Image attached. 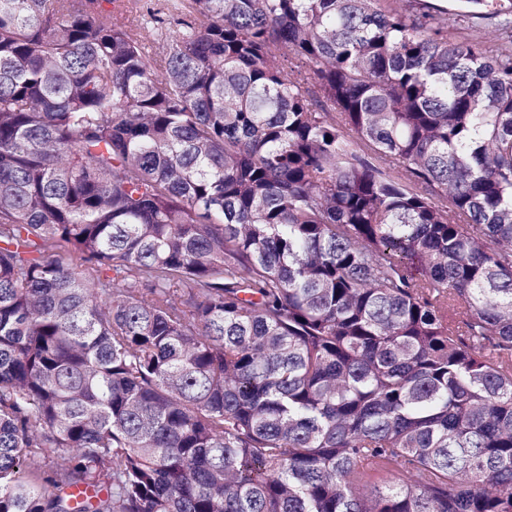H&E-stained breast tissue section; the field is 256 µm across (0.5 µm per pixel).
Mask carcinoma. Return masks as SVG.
Segmentation results:
<instances>
[{
  "mask_svg": "<svg viewBox=\"0 0 512 512\" xmlns=\"http://www.w3.org/2000/svg\"><path fill=\"white\" fill-rule=\"evenodd\" d=\"M88 2L0 0V512H512V5ZM120 3L117 6V8L120 10L119 12H116V15L119 17H129L135 16L138 19H140V16L145 19L150 20L152 17L150 16V11L152 13H155L157 18H160L162 21V26L165 28L167 36L171 39L178 35L180 26L177 25L171 17H168V10H167V1H174V0H135L139 1L136 5H132V2H128V0H116ZM125 1V2H123ZM131 11V12H129ZM160 13H156V12ZM435 5L436 8L444 10L448 15V35L457 32L458 23L463 15L474 10V5L467 0H426ZM360 471V480L369 488H384L389 484L405 480L406 478L404 473L394 470L361 468Z\"/></svg>",
  "mask_w": 512,
  "mask_h": 512,
  "instance_id": "cac0c4a2",
  "label": "carcinoma"
}]
</instances>
